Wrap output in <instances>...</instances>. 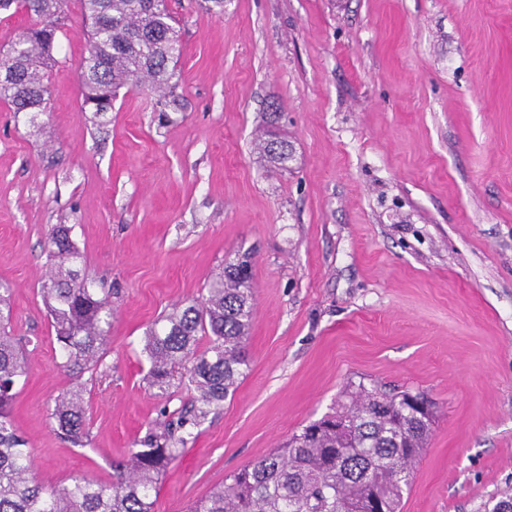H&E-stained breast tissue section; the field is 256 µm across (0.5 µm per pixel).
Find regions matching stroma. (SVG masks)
<instances>
[{
    "mask_svg": "<svg viewBox=\"0 0 512 512\" xmlns=\"http://www.w3.org/2000/svg\"><path fill=\"white\" fill-rule=\"evenodd\" d=\"M168 5L179 108L133 88L105 124L82 111L79 0L50 109L0 105V282L35 339L13 418L36 479L110 478L191 399L150 386L145 333L249 249L248 369L159 477L154 512H188L360 384L436 404L401 512H477L512 489V0ZM273 100L284 172L255 148ZM57 224L112 306L102 368L78 382L82 447L49 419L75 383L40 293Z\"/></svg>",
    "mask_w": 512,
    "mask_h": 512,
    "instance_id": "1",
    "label": "stroma"
}]
</instances>
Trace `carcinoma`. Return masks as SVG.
<instances>
[{
    "mask_svg": "<svg viewBox=\"0 0 512 512\" xmlns=\"http://www.w3.org/2000/svg\"><path fill=\"white\" fill-rule=\"evenodd\" d=\"M91 22L81 72L82 109L104 118L123 88L160 93L161 111L177 105L170 63L181 50L179 29L166 0H80ZM23 11L28 24L7 53H0V104L11 111L44 112L53 88L48 72L58 64L55 47L67 26L66 0H0ZM270 131L257 149L284 169L292 149L273 148ZM53 261L41 288L60 350V368L79 379L101 361L112 326L109 301L81 276L83 254L71 228L58 224L47 241ZM11 288L0 282V512H154L150 491L187 443L185 434L237 389L247 365L245 342L253 317L252 259L227 261L207 294L161 317L145 336L151 386L165 392L178 383L194 401L177 411L162 432L130 448L112 479L80 478L49 490L32 476L26 441L12 419L16 386L27 374V339L10 332ZM208 346L197 348L199 337ZM53 430L74 447L88 433L82 387L54 399ZM433 404L423 391L390 393L358 385L335 411L304 426L261 459L225 476L224 483L189 512H399L413 465L426 447ZM482 512H512V494L491 497Z\"/></svg>",
    "mask_w": 512,
    "mask_h": 512,
    "instance_id": "cac0c4a2",
    "label": "carcinoma"
}]
</instances>
